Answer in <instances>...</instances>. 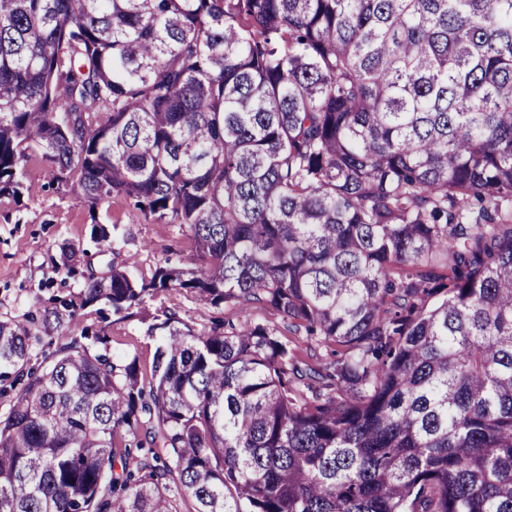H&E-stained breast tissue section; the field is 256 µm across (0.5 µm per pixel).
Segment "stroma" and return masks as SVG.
Segmentation results:
<instances>
[{
  "mask_svg": "<svg viewBox=\"0 0 512 512\" xmlns=\"http://www.w3.org/2000/svg\"><path fill=\"white\" fill-rule=\"evenodd\" d=\"M47 169L41 155H32L23 169L29 194L17 202L0 201V315L23 319L39 314L53 296L78 291L88 274L102 276L114 266L126 265L147 276L157 265L180 267L187 262L193 243L180 225L145 216L123 196L90 210L83 197L51 185ZM95 221L107 225L117 250L92 239ZM65 245L79 257L70 272L62 265ZM166 309L177 310L198 331L226 316L224 310L204 305L195 293L184 290L158 294L146 305L151 314ZM150 326V321L137 317L113 322L111 353L138 356L142 371H149L154 351Z\"/></svg>",
  "mask_w": 512,
  "mask_h": 512,
  "instance_id": "35a3bbf8",
  "label": "stroma"
}]
</instances>
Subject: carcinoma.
I'll use <instances>...</instances> for the list:
<instances>
[{
	"label": "carcinoma",
	"mask_w": 512,
	"mask_h": 512,
	"mask_svg": "<svg viewBox=\"0 0 512 512\" xmlns=\"http://www.w3.org/2000/svg\"><path fill=\"white\" fill-rule=\"evenodd\" d=\"M32 153L195 250L0 318V512H512V0H0V200ZM179 290L279 322L83 325Z\"/></svg>",
	"instance_id": "1"
}]
</instances>
